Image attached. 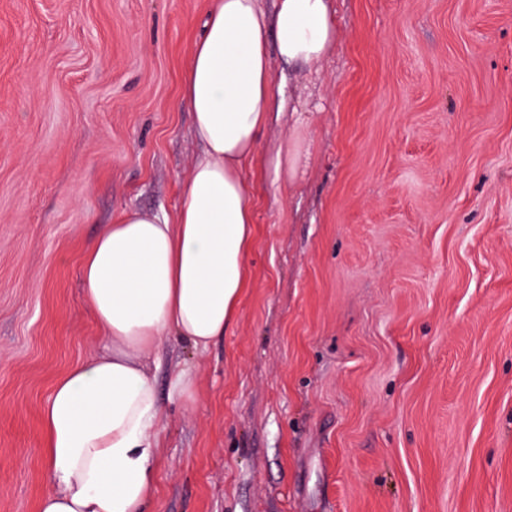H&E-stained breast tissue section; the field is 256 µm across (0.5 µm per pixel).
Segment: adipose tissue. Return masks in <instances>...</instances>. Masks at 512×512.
<instances>
[{"mask_svg": "<svg viewBox=\"0 0 512 512\" xmlns=\"http://www.w3.org/2000/svg\"><path fill=\"white\" fill-rule=\"evenodd\" d=\"M317 69L336 44L330 0H212L181 96L202 152L174 213L125 211L81 264L83 303L111 344L71 367L40 409L53 488L39 512H153L163 399L191 402L182 367L160 396L148 358L168 339L208 349L237 320L250 286L255 203L246 169L279 93L268 41Z\"/></svg>", "mask_w": 512, "mask_h": 512, "instance_id": "obj_1", "label": "adipose tissue"}]
</instances>
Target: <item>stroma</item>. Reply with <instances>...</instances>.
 Returning a JSON list of instances; mask_svg holds the SVG:
<instances>
[{"instance_id": "obj_1", "label": "stroma", "mask_w": 512, "mask_h": 512, "mask_svg": "<svg viewBox=\"0 0 512 512\" xmlns=\"http://www.w3.org/2000/svg\"><path fill=\"white\" fill-rule=\"evenodd\" d=\"M210 5L0 0V512H37L41 402L106 347L83 254L178 204ZM332 9L319 73L272 61L235 324L164 344L159 390L185 363L195 388L164 403L156 512H512V0ZM296 153L290 148L289 143L280 146L274 156L268 162V174L273 187H279L285 174L292 173L295 169Z\"/></svg>"}]
</instances>
